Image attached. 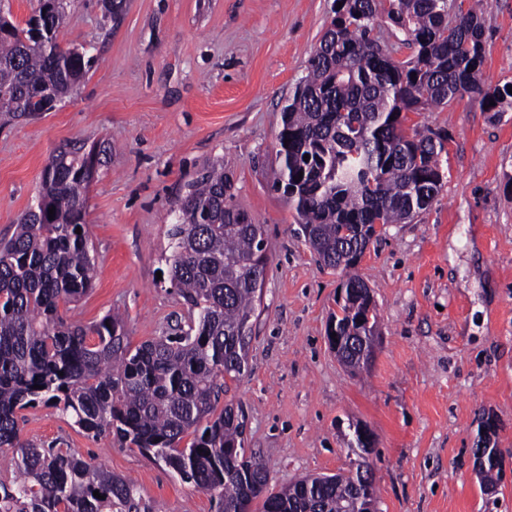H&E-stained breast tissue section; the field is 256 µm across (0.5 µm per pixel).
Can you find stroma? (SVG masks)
<instances>
[{
	"label": "stroma",
	"instance_id": "obj_1",
	"mask_svg": "<svg viewBox=\"0 0 512 512\" xmlns=\"http://www.w3.org/2000/svg\"><path fill=\"white\" fill-rule=\"evenodd\" d=\"M334 0H127L119 22L75 0L58 33L96 61L65 103L0 125V238L33 203L43 167L71 141H108L88 194L95 277L66 316L111 312L131 347L188 315L172 288L168 229L203 164L223 158L236 201L267 240L247 373L227 397L246 415L245 448L278 488L351 469L350 424L374 435L367 460L377 512H512V111L477 101L408 113L405 130L446 134L443 187L409 223L387 224L356 268L373 295L380 339L354 376L327 341L339 270L322 267L272 188L281 108L306 75ZM482 80L512 81V0L484 14ZM493 419L502 476L483 484L475 450ZM23 440L73 448L159 502L163 512H214L209 493L163 462L87 435L45 404L24 412Z\"/></svg>",
	"mask_w": 512,
	"mask_h": 512
}]
</instances>
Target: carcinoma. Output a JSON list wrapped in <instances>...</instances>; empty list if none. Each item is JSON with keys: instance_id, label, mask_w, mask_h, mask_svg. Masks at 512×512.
Instances as JSON below:
<instances>
[{"instance_id": "1", "label": "carcinoma", "mask_w": 512, "mask_h": 512, "mask_svg": "<svg viewBox=\"0 0 512 512\" xmlns=\"http://www.w3.org/2000/svg\"><path fill=\"white\" fill-rule=\"evenodd\" d=\"M341 2L281 109L273 180L305 244L331 269L363 255L377 225L410 221L441 190L444 138L417 128L407 134L405 113L465 96L494 118L512 106V82H482L483 0ZM39 3L25 28L0 15L3 124L54 109L95 63L57 42L71 0ZM382 15L403 32L408 58L396 59L398 49L375 34ZM106 154L103 142L55 150L34 203L15 233L0 240V448L17 455L15 476H0V512H159L133 485L74 449L23 441L22 411L40 402L72 416L93 439L113 433L164 462L174 478L210 493L216 512H240L257 499L261 512H362L376 503L364 460L347 475L269 488L265 464L244 448L241 408L229 401L217 409L228 382L248 369L267 261L263 226L236 204L224 160L203 165L168 232L170 282L188 306L186 326L133 349L118 313L92 325L60 313L92 286L87 190ZM341 288L336 357L361 372L369 365L363 342L378 335L372 295L355 274ZM499 461L490 449L486 484L496 482Z\"/></svg>"}]
</instances>
